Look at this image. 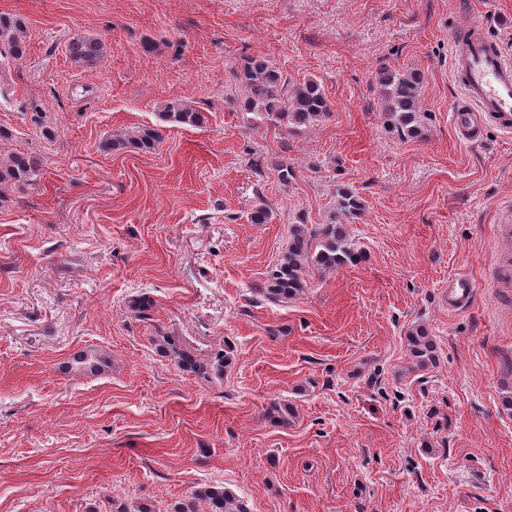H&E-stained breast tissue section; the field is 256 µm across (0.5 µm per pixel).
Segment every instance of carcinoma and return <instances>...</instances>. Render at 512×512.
Segmentation results:
<instances>
[{"instance_id":"obj_1","label":"carcinoma","mask_w":512,"mask_h":512,"mask_svg":"<svg viewBox=\"0 0 512 512\" xmlns=\"http://www.w3.org/2000/svg\"><path fill=\"white\" fill-rule=\"evenodd\" d=\"M0 43L8 46L15 61L26 54L25 25L17 17L0 15ZM73 63L82 68L97 66L106 53L104 42L95 36H79L67 46ZM245 96L240 101L244 112L256 115L292 132L320 122L332 113V105L321 85L307 79L286 96L280 87V76L263 59L250 58L235 72ZM423 75L415 71L384 69L377 74L381 90L385 124L390 133L401 140L421 135L423 116L419 96ZM160 126L201 127L205 115L193 105L181 101L168 102L158 113ZM162 141L159 129L143 126L131 135H115L109 147L115 151L129 147L152 151ZM41 175V159L33 153H13L0 160V184H36ZM337 210L344 220L354 219L364 210L362 199L347 189L337 190ZM362 250L347 234L342 224H293L289 229L288 248L271 268L261 292L272 302H282L302 294L308 288L306 271L333 269L357 264ZM407 345L415 365L425 368L437 361L434 343L426 331L415 329L407 336ZM177 366L183 370L203 373L206 367L197 363L186 351L171 347ZM193 498L207 505V512H245L240 498L230 490L215 485L200 487Z\"/></svg>"}]
</instances>
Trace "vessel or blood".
I'll use <instances>...</instances> for the list:
<instances>
[{"label": "vessel or blood", "mask_w": 512, "mask_h": 512, "mask_svg": "<svg viewBox=\"0 0 512 512\" xmlns=\"http://www.w3.org/2000/svg\"><path fill=\"white\" fill-rule=\"evenodd\" d=\"M451 66L461 92L455 115L459 137L477 141L490 127L512 135V58L486 34L483 24L472 23L461 36L452 37ZM475 292L469 277H449V310L467 309Z\"/></svg>", "instance_id": "1"}]
</instances>
